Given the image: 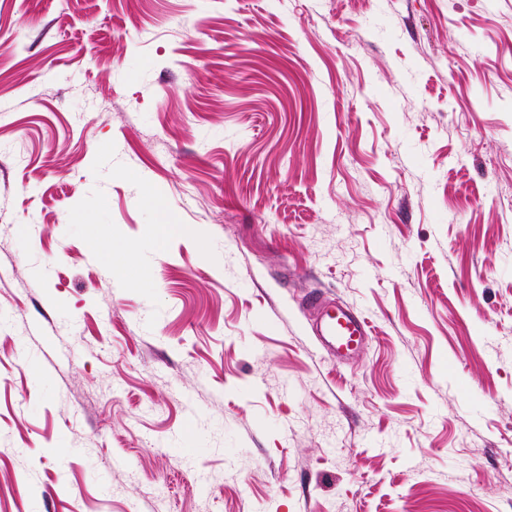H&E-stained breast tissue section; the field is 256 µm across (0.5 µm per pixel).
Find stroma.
<instances>
[{"mask_svg":"<svg viewBox=\"0 0 512 512\" xmlns=\"http://www.w3.org/2000/svg\"><path fill=\"white\" fill-rule=\"evenodd\" d=\"M0 512H512V0H0ZM324 306L321 307L320 334L329 336L332 345L339 353L350 352L358 348L368 336L367 322L358 313L336 309L327 315V321L322 325Z\"/></svg>","mask_w":512,"mask_h":512,"instance_id":"obj_1","label":"stroma"}]
</instances>
